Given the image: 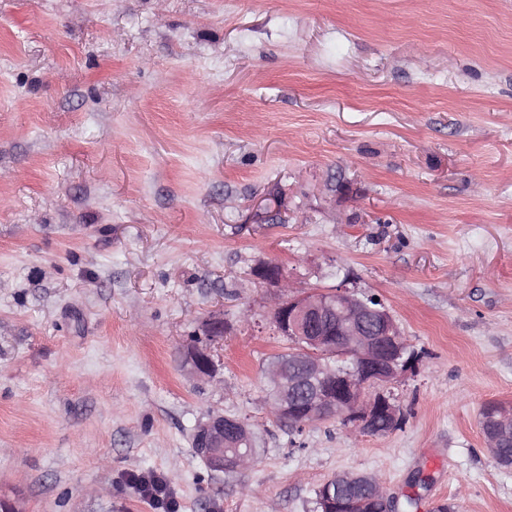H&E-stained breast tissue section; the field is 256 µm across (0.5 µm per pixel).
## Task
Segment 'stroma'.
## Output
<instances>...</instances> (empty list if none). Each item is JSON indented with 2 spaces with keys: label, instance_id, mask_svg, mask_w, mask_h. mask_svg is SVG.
Returning a JSON list of instances; mask_svg holds the SVG:
<instances>
[{
  "label": "stroma",
  "instance_id": "stroma-1",
  "mask_svg": "<svg viewBox=\"0 0 512 512\" xmlns=\"http://www.w3.org/2000/svg\"><path fill=\"white\" fill-rule=\"evenodd\" d=\"M269 261L384 300L423 353L400 429L268 415ZM216 313L201 382L180 350ZM487 402L512 407V0H0V501L316 512L348 471L512 512ZM217 414L250 469L195 452ZM195 435L203 443L201 456L211 471L224 473L225 469L235 468L238 472L253 462L250 453L238 452L232 457L224 455V451L238 448L240 444L251 439L252 432L248 424L240 418L224 415L211 417L207 422L197 426ZM226 445L229 446L224 448Z\"/></svg>",
  "mask_w": 512,
  "mask_h": 512
}]
</instances>
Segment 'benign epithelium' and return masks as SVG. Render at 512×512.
Listing matches in <instances>:
<instances>
[{"mask_svg":"<svg viewBox=\"0 0 512 512\" xmlns=\"http://www.w3.org/2000/svg\"><path fill=\"white\" fill-rule=\"evenodd\" d=\"M253 276L277 289L271 324L292 346L290 357L268 370L274 390L267 402L270 411L303 425L336 417L354 434H378L382 422L400 418L391 387L412 370L416 354L385 306L369 304L344 283L299 294L292 279L273 262L260 265ZM185 363L199 379L212 380L218 371L209 347H187ZM494 414L486 431L492 451L504 438H512V408L499 405ZM195 435L203 443L204 463L214 472L239 471L253 462L249 453L224 455V447L237 448L251 439L248 424L240 418L214 416L198 425ZM362 479L374 492H356L343 500L332 497V487ZM324 486L323 501L334 506L333 512H370L373 503L378 504L376 512H394L393 500L370 476L342 474Z\"/></svg>","mask_w":512,"mask_h":512,"instance_id":"obj_1","label":"benign epithelium"}]
</instances>
